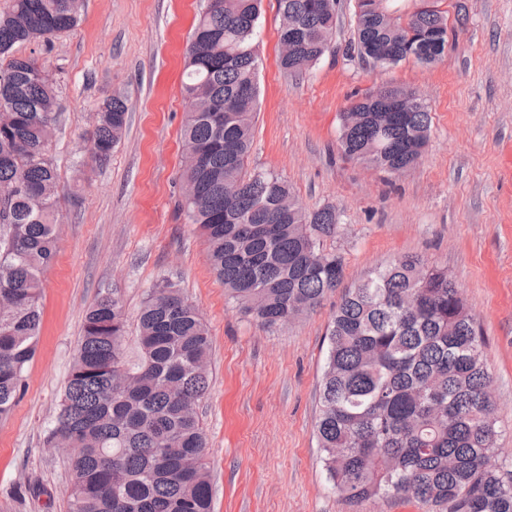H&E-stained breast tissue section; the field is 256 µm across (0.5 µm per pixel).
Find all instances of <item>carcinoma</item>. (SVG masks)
Returning a JSON list of instances; mask_svg holds the SVG:
<instances>
[{
	"label": "carcinoma",
	"mask_w": 512,
	"mask_h": 512,
	"mask_svg": "<svg viewBox=\"0 0 512 512\" xmlns=\"http://www.w3.org/2000/svg\"><path fill=\"white\" fill-rule=\"evenodd\" d=\"M356 0L346 53L377 66L432 64L448 47L440 0ZM261 0H207L186 50L181 208L199 226L225 294L267 327L318 305L344 277L325 251L342 211L304 208L287 181L247 168L258 104L254 42ZM84 0H12L0 13V419L26 386L41 324L42 274L57 245L59 179L48 145L59 91L39 57L73 30ZM280 63L301 73L330 48L340 0H278ZM114 93L94 115L88 154L107 162L127 125ZM431 112L416 92L380 86L341 115L342 154L393 176L421 159ZM138 357L125 358L115 295L86 313L46 444L67 437L69 512H211L207 441L196 412L210 386L211 338L174 284L138 315ZM483 334L448 269L401 257L345 290L333 315L316 436L336 491L351 502L412 496L430 512H512V470L498 460Z\"/></svg>",
	"instance_id": "obj_1"
}]
</instances>
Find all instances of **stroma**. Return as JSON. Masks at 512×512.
Instances as JSON below:
<instances>
[{
  "instance_id": "stroma-1",
  "label": "stroma",
  "mask_w": 512,
  "mask_h": 512,
  "mask_svg": "<svg viewBox=\"0 0 512 512\" xmlns=\"http://www.w3.org/2000/svg\"><path fill=\"white\" fill-rule=\"evenodd\" d=\"M201 0H85L75 30L40 58L60 89L48 156L57 168V255L42 277V326L26 390L0 420V512H68L70 451L45 443L70 372L85 312L117 293L126 344L148 291L169 281L205 319L211 384L197 407L208 447L212 512H427L413 498L353 504L333 488L314 433L329 295L300 320L262 326L227 300L206 243L181 209L183 55ZM443 61L376 66L342 53L355 0L336 23L338 52L300 74L278 61L277 0L256 27L260 107L252 171L286 180L301 204L344 212L326 249L344 260L343 287L410 254L447 267L484 340L500 456L512 461V0H442ZM388 84L417 91L432 117L419 163L392 177L344 159L341 114ZM128 98L124 137L105 165L87 133L112 93ZM37 495L17 499L19 487Z\"/></svg>"
}]
</instances>
